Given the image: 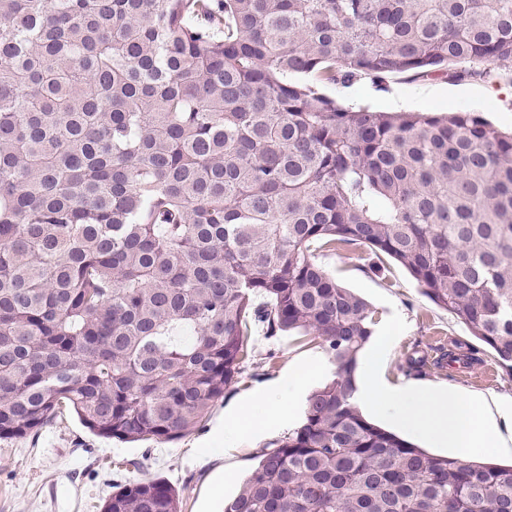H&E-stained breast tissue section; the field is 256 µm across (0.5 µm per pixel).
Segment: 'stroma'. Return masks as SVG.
<instances>
[{"label":"stroma","mask_w":512,"mask_h":512,"mask_svg":"<svg viewBox=\"0 0 512 512\" xmlns=\"http://www.w3.org/2000/svg\"><path fill=\"white\" fill-rule=\"evenodd\" d=\"M460 76L435 78L438 97L421 99V76H388L376 88L362 76L348 85H321L325 95L350 107L392 111L391 99L402 95L410 112L469 111L503 130L512 129V61L459 63ZM323 268L343 287L366 300L377 312L379 325L394 322L400 329L383 365L393 384L409 380L434 383L474 393H512V369L502 366L493 350L475 339L459 317L426 297L402 265L363 245H347L320 256ZM472 348L463 368L441 365L456 344ZM251 351L243 372L212 408L202 426L170 442H121L100 437L78 417L67 413L45 426L36 437L0 440V512H100L101 503L117 486L162 479L177 487L183 512H223L257 464L270 442L286 436L287 426L267 428L225 455L219 434L225 416L248 406L254 394L275 389L302 361L324 356L319 341L299 332L269 339L260 328L248 338ZM413 358L424 359L410 368ZM137 469L126 468L129 460Z\"/></svg>","instance_id":"35a3bbf8"}]
</instances>
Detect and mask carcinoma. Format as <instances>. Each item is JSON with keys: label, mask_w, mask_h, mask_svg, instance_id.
<instances>
[{"label": "carcinoma", "mask_w": 512, "mask_h": 512, "mask_svg": "<svg viewBox=\"0 0 512 512\" xmlns=\"http://www.w3.org/2000/svg\"><path fill=\"white\" fill-rule=\"evenodd\" d=\"M511 58L512 0H0V439L70 410L179 440L250 325L301 330L335 378L224 512H512V465L432 455L353 404L376 311L317 261L387 255L512 368V132L290 80ZM101 512L179 494L129 483Z\"/></svg>", "instance_id": "1"}]
</instances>
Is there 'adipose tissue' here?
I'll return each instance as SVG.
<instances>
[{"mask_svg": "<svg viewBox=\"0 0 512 512\" xmlns=\"http://www.w3.org/2000/svg\"><path fill=\"white\" fill-rule=\"evenodd\" d=\"M395 333L391 327L378 337L380 352L366 362L363 375L356 381L355 402L462 460L487 451L512 453V397L454 393L439 385L413 381L392 384L382 377L381 354L391 348ZM305 380L303 371L291 372L280 390L258 393L251 407L225 417V447H237L240 440L258 435L270 422L287 423Z\"/></svg>", "mask_w": 512, "mask_h": 512, "instance_id": "ef3b65f1", "label": "adipose tissue"}]
</instances>
